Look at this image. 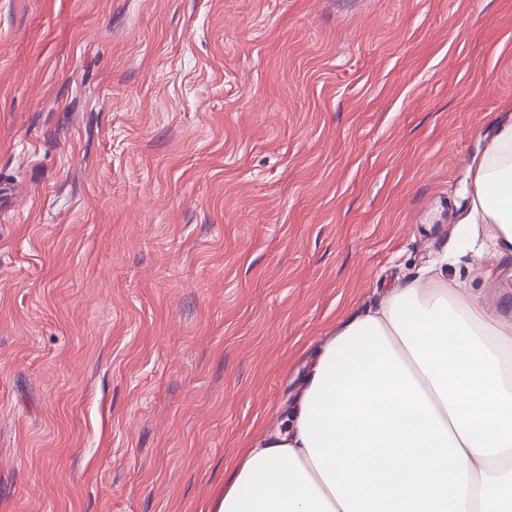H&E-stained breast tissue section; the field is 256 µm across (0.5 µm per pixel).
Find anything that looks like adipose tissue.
Listing matches in <instances>:
<instances>
[{"label":"adipose tissue","mask_w":512,"mask_h":512,"mask_svg":"<svg viewBox=\"0 0 512 512\" xmlns=\"http://www.w3.org/2000/svg\"><path fill=\"white\" fill-rule=\"evenodd\" d=\"M463 249L512 255V118L476 159ZM282 428L211 512H512V314L435 263L340 319Z\"/></svg>","instance_id":"ef3b65f1"}]
</instances>
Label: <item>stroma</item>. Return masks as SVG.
<instances>
[{"mask_svg":"<svg viewBox=\"0 0 512 512\" xmlns=\"http://www.w3.org/2000/svg\"><path fill=\"white\" fill-rule=\"evenodd\" d=\"M512 0H0V512H210L307 351L456 250Z\"/></svg>","mask_w":512,"mask_h":512,"instance_id":"stroma-1","label":"stroma"}]
</instances>
